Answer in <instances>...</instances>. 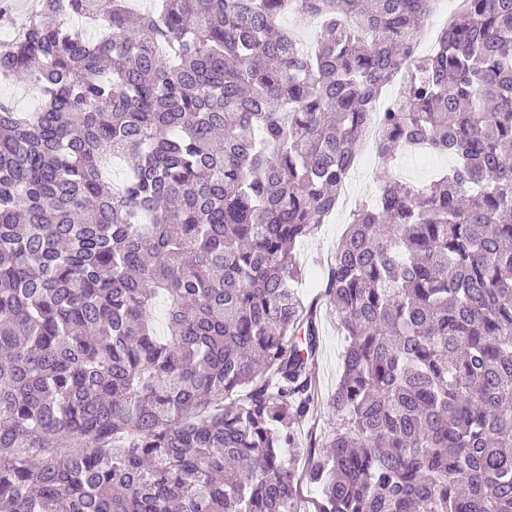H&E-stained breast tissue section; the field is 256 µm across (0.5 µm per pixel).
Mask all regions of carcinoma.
<instances>
[{
  "instance_id": "carcinoma-1",
  "label": "carcinoma",
  "mask_w": 512,
  "mask_h": 512,
  "mask_svg": "<svg viewBox=\"0 0 512 512\" xmlns=\"http://www.w3.org/2000/svg\"><path fill=\"white\" fill-rule=\"evenodd\" d=\"M432 3L39 0L0 42L40 91L0 98V512H306L299 473L313 512H512V0H462L419 57ZM400 75L378 153L453 164L350 213L336 428L296 455V247ZM30 84L12 83L11 85H0V97L10 99L19 109L33 110L37 107L36 94L31 90L24 92L23 88ZM15 100H14V99Z\"/></svg>"
}]
</instances>
